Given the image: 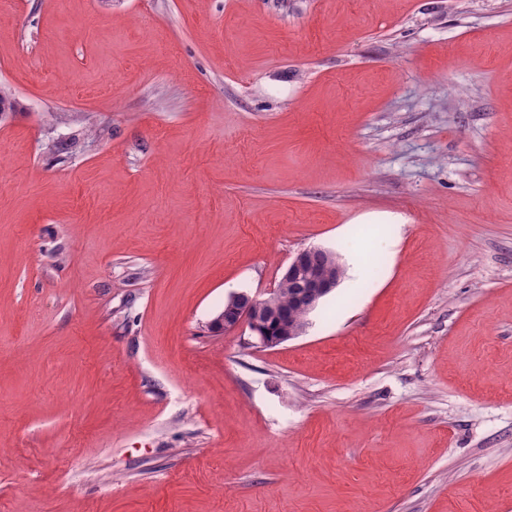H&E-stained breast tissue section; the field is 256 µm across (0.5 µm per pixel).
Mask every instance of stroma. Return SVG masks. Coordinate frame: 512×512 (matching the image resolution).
<instances>
[{
	"instance_id": "35a3bbf8",
	"label": "stroma",
	"mask_w": 512,
	"mask_h": 512,
	"mask_svg": "<svg viewBox=\"0 0 512 512\" xmlns=\"http://www.w3.org/2000/svg\"><path fill=\"white\" fill-rule=\"evenodd\" d=\"M0 85V512H512V0H0ZM342 276L343 267L336 253L319 247L304 249L288 264L278 288L268 298L259 299L246 292L230 295L208 329L226 333L246 324L259 343L268 347L273 342L265 327L275 323L284 335L280 336L281 341L297 338L307 323L291 314L301 311L307 316L339 285ZM284 287L288 291L281 294V299L288 305L279 299Z\"/></svg>"
}]
</instances>
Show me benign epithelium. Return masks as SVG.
Returning <instances> with one entry per match:
<instances>
[{"label":"benign epithelium","mask_w":512,"mask_h":512,"mask_svg":"<svg viewBox=\"0 0 512 512\" xmlns=\"http://www.w3.org/2000/svg\"><path fill=\"white\" fill-rule=\"evenodd\" d=\"M342 276L343 267L336 253L319 247L304 249L288 264L278 288L269 297L259 299L246 292L230 295L208 329L226 333L244 324L260 344L268 347L272 341L265 327L274 323L280 328V340L297 338L304 333L306 321L292 317L293 312L309 314L339 285ZM285 287L289 298L286 304L279 299Z\"/></svg>","instance_id":"7a95c632"}]
</instances>
